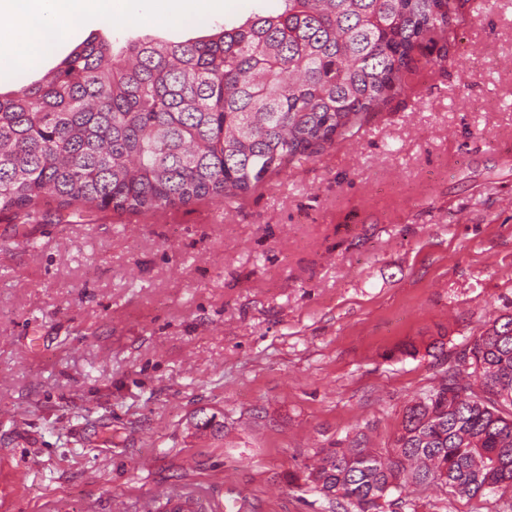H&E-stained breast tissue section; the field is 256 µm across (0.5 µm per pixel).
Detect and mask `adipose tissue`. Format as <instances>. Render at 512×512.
Here are the masks:
<instances>
[{
	"mask_svg": "<svg viewBox=\"0 0 512 512\" xmlns=\"http://www.w3.org/2000/svg\"><path fill=\"white\" fill-rule=\"evenodd\" d=\"M223 7L224 0H0V16L11 21L0 29V72L23 80L61 35L91 17L199 24Z\"/></svg>",
	"mask_w": 512,
	"mask_h": 512,
	"instance_id": "1",
	"label": "adipose tissue"
}]
</instances>
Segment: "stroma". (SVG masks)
<instances>
[{"mask_svg": "<svg viewBox=\"0 0 512 512\" xmlns=\"http://www.w3.org/2000/svg\"><path fill=\"white\" fill-rule=\"evenodd\" d=\"M278 6L92 19L26 80L94 36L186 40ZM505 313L512 0H459L353 138L233 203L0 212V512H150L183 491L215 512H332L306 482L314 448L391 450L407 406ZM204 412L222 436L194 432ZM383 512H512V493L413 488Z\"/></svg>", "mask_w": 512, "mask_h": 512, "instance_id": "35a3bbf8", "label": "stroma"}]
</instances>
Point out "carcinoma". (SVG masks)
I'll return each instance as SVG.
<instances>
[{
    "instance_id": "1",
    "label": "carcinoma",
    "mask_w": 512,
    "mask_h": 512,
    "mask_svg": "<svg viewBox=\"0 0 512 512\" xmlns=\"http://www.w3.org/2000/svg\"><path fill=\"white\" fill-rule=\"evenodd\" d=\"M457 0H282L205 39L103 37L37 85L0 96V211L47 200L156 213L232 202L336 140L404 87L413 54L445 32ZM407 408L392 451L318 448L311 489L377 512L412 485L473 499L512 492V313L462 349Z\"/></svg>"
}]
</instances>
